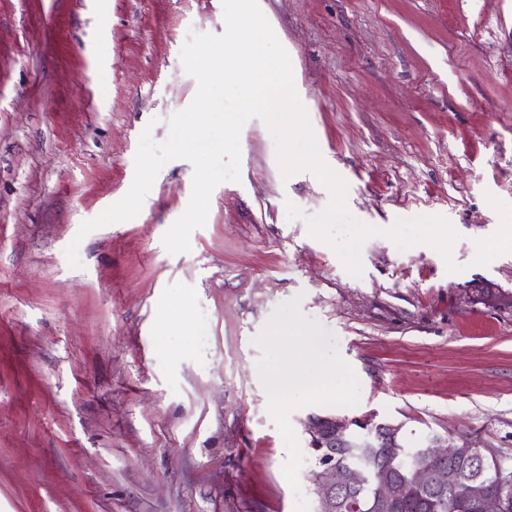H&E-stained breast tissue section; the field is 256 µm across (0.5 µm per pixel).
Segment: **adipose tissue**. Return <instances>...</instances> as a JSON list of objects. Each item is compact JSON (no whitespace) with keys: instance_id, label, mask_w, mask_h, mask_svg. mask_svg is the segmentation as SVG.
Wrapping results in <instances>:
<instances>
[{"instance_id":"adipose-tissue-1","label":"adipose tissue","mask_w":512,"mask_h":512,"mask_svg":"<svg viewBox=\"0 0 512 512\" xmlns=\"http://www.w3.org/2000/svg\"><path fill=\"white\" fill-rule=\"evenodd\" d=\"M264 383L277 399L313 390L333 406L346 400L345 391L336 385L335 366L323 359L321 342L311 333L302 335L296 346L278 352L277 366L265 374Z\"/></svg>"}]
</instances>
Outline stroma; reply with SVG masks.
Masks as SVG:
<instances>
[{"label":"stroma","mask_w":512,"mask_h":512,"mask_svg":"<svg viewBox=\"0 0 512 512\" xmlns=\"http://www.w3.org/2000/svg\"><path fill=\"white\" fill-rule=\"evenodd\" d=\"M263 3L348 210L447 217L456 271L374 237L348 274L287 217L327 189L282 177L257 117L189 252L162 244L185 159L136 218L78 238L129 190L144 127L166 140L193 100L180 51L223 33L222 0H0V512H314L311 414L512 458V0ZM289 321L320 337L344 406L271 398Z\"/></svg>","instance_id":"obj_1"}]
</instances>
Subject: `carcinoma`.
<instances>
[{
	"label": "carcinoma",
	"instance_id": "obj_1",
	"mask_svg": "<svg viewBox=\"0 0 512 512\" xmlns=\"http://www.w3.org/2000/svg\"><path fill=\"white\" fill-rule=\"evenodd\" d=\"M382 433L381 422L370 419L362 425L350 423L349 435L336 440L327 452L336 466L347 471L353 484L336 494V512H372L373 501L382 493L384 482L391 478L407 484L410 496L398 512H479L465 499L468 483L476 478L504 498L505 512H512V464L501 455L482 462L477 458L459 460L448 457V468L458 474V483L444 493H432L415 485V471L427 460L428 448L410 443L404 433L398 435V447L381 448L376 438Z\"/></svg>",
	"mask_w": 512,
	"mask_h": 512
}]
</instances>
